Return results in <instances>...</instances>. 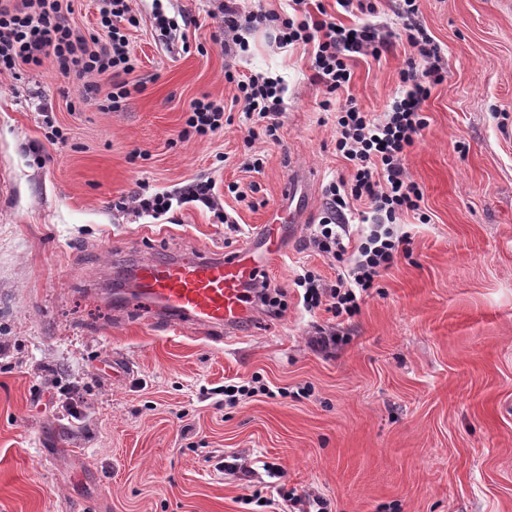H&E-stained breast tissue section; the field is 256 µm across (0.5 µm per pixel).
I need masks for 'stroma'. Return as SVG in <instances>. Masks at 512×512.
<instances>
[{"label": "stroma", "mask_w": 512, "mask_h": 512, "mask_svg": "<svg viewBox=\"0 0 512 512\" xmlns=\"http://www.w3.org/2000/svg\"><path fill=\"white\" fill-rule=\"evenodd\" d=\"M131 5L144 89L119 111L104 107L106 77L90 76L97 101L84 106L50 59L0 74V512H259L246 495L273 485L319 494L331 512H512V0H420L448 64L404 161L422 212L399 216L409 253L329 353L311 339L332 314L307 311L294 285L307 271L333 284L346 268L306 245L329 183L349 176L322 102L387 111L410 56L400 0H375L367 21L391 38L332 95L313 79L311 46L278 47L275 30L226 53L214 0ZM158 6L182 41H159ZM228 64L284 80L278 140L249 139ZM202 96L233 122L183 139ZM306 171L315 183L294 199L305 219L264 273L278 315L237 338L158 327L109 301L126 267L235 247ZM204 178L235 228L198 202L157 219L121 206L141 181L174 194ZM255 375L291 397L225 406L217 387Z\"/></svg>", "instance_id": "stroma-1"}]
</instances>
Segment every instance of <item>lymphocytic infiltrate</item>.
Listing matches in <instances>:
<instances>
[{
	"instance_id": "lymphocytic-infiltrate-1",
	"label": "lymphocytic infiltrate",
	"mask_w": 512,
	"mask_h": 512,
	"mask_svg": "<svg viewBox=\"0 0 512 512\" xmlns=\"http://www.w3.org/2000/svg\"><path fill=\"white\" fill-rule=\"evenodd\" d=\"M101 35H87L72 24L63 0H0V74H20L53 60L67 76L85 80L87 75H107L112 89L107 95L112 110H119L139 86L130 81L135 61L126 34L137 26L130 0H99ZM288 17L257 13L241 15L233 0H219L217 14L224 21V42L247 49V31L270 23L279 26V42L315 47L312 69L315 80L327 93L347 88L352 80L350 63L354 57L378 56L387 40L374 26L337 24L335 15L312 0H292ZM408 21L404 37L412 50L405 69L399 73L401 90L387 112L374 116L363 111L355 98H347L336 115V152L350 172L349 179L330 183L327 207L314 225L309 244L317 252L339 258L346 254L350 235L347 213L353 203L362 201L371 213L372 224L357 248L345 275L329 285L311 273L296 278L303 288L307 310L323 308L337 316L352 317L360 312V302L373 288L376 278L407 252L411 236L398 232L399 215L419 212L423 192L410 179L405 167L406 154L415 143L426 119L423 105L433 87L444 81L446 61L440 45L434 42L415 16L417 0H403ZM224 80L236 90L244 105L246 119L252 120L250 136L276 138L286 92L281 80L261 74L244 75L225 67ZM224 105L199 99L192 103L185 121L184 135L206 136L224 126ZM198 202L210 210L220 208L211 180H197L181 189L178 197L149 193L140 185L128 201L139 214L160 216L173 201Z\"/></svg>"
}]
</instances>
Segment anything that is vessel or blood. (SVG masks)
Returning <instances> with one entry per match:
<instances>
[{
  "label": "vessel or blood",
  "mask_w": 512,
  "mask_h": 512,
  "mask_svg": "<svg viewBox=\"0 0 512 512\" xmlns=\"http://www.w3.org/2000/svg\"><path fill=\"white\" fill-rule=\"evenodd\" d=\"M282 237L262 224L231 250L141 264L131 295L150 309L157 325L180 321L240 335L256 314L252 295L260 274L282 254Z\"/></svg>",
  "instance_id": "b4317fda"
}]
</instances>
